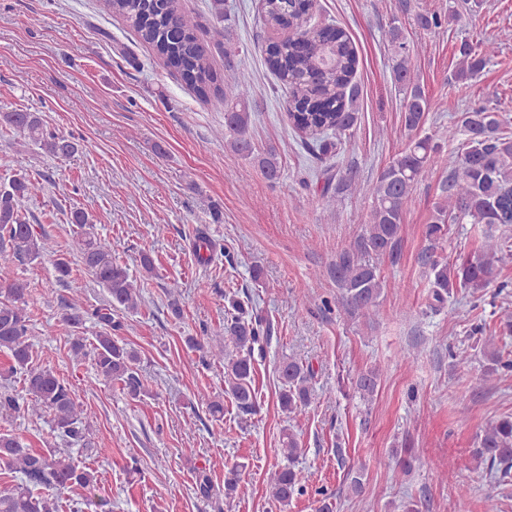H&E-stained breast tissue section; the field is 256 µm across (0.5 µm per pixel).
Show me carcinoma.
<instances>
[{"label":"carcinoma","mask_w":512,"mask_h":512,"mask_svg":"<svg viewBox=\"0 0 512 512\" xmlns=\"http://www.w3.org/2000/svg\"><path fill=\"white\" fill-rule=\"evenodd\" d=\"M105 7L123 17L140 39L151 45L164 64L179 73L182 80L201 99L211 92L224 101V138L235 154L253 158L266 178L275 181L281 166L273 151L255 152L249 135L251 111L242 96L248 78L239 75L222 88H212L214 74L208 48L190 31L180 12L178 0H104ZM313 0H262L263 17L273 27L288 30V36L266 45V62L277 77L288 84L284 111L288 122L298 131L315 137V146L328 154L342 145L357 122L359 86L352 82L358 57L356 49L339 27L319 30L309 28ZM216 22L212 28L213 45H224V0H214ZM392 51V75L403 94L402 122L409 140L388 165L380 169L369 188L373 199L369 222L364 225L353 245L336 255L332 275L341 291L342 304L353 312L369 313L376 307L384 284L378 268L365 260L368 254L394 256L401 240V229L408 201L424 175L447 161L448 174L440 182L437 201L433 203L431 221L424 234L429 242L422 256L428 268L433 300L443 304L453 291L473 293L487 288L493 281L497 264L503 261V244L487 241L472 255L453 262L438 252L453 224H489L512 227V132L504 131L497 113L483 105L461 113L448 135V153L432 134L422 133L430 102L419 83L410 58V43L404 25L397 21L383 31ZM493 47L460 41L455 78L463 87L486 67ZM0 127L18 134L55 157H71L80 143L64 134L48 133L39 113L15 110L0 112ZM464 141L453 145L456 135ZM43 191L36 179L20 175L0 187V253L35 261L46 252L44 238L38 236L18 211L23 198ZM71 223L78 232L73 246L82 265L94 280L106 289L108 304L83 311L72 305L62 313L63 323L75 330L91 316L100 331L94 342L81 336L70 342L75 358L91 357L97 375L118 381L132 398L145 392L144 383L135 371L138 355L112 339V329L120 324L112 320L117 311L134 312L141 303L137 280L129 268L112 257V248L94 232L90 214L82 209L71 212ZM57 279L69 288L72 268L66 257L53 262ZM27 285L6 276L0 278V350L10 353L14 366L11 373L23 377L22 391L33 398L31 412L53 416L56 429L72 444H83L90 429L71 387L49 369L33 365V344L28 336L30 317L26 309ZM224 316V347L209 351V356L224 365L227 394L243 414L255 411V347L270 335L271 326L258 311L233 299ZM488 371L512 368V359L503 357L491 339L484 341ZM279 406L285 414H296L309 405L312 369L294 358L280 362ZM379 373L370 369L358 374L355 387L372 396L378 386ZM299 452L293 435L287 436L283 454L288 465L275 475L272 499L286 508L295 495L304 492L310 476L295 468ZM476 456L498 484L512 481V415L490 422L477 436ZM19 474V482L0 490V512H60L61 498L75 488L94 483L93 473L80 466L68 452L49 449L39 452L21 440L0 433V469ZM47 494L36 496L33 489Z\"/></svg>","instance_id":"cac0c4a2"}]
</instances>
